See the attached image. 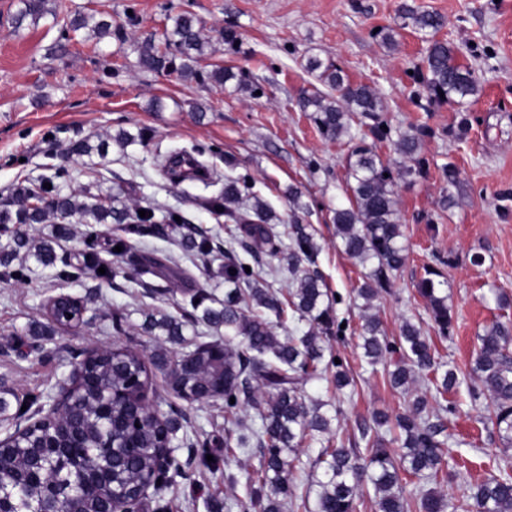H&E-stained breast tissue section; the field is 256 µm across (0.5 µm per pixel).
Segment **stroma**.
<instances>
[{"label": "stroma", "instance_id": "stroma-1", "mask_svg": "<svg viewBox=\"0 0 512 512\" xmlns=\"http://www.w3.org/2000/svg\"><path fill=\"white\" fill-rule=\"evenodd\" d=\"M402 0H50L49 15L37 25L16 26L20 0H0V201L26 179L45 172L49 152L72 142L119 131H146L144 143L110 142L105 156L88 170L84 158L68 163L64 189L84 186L102 173V189L127 190L139 206L157 218L147 234L123 224L98 225L95 249L84 243L85 227L72 224L56 239L58 254L77 253L102 262L112 276L88 278L71 286L89 295V322L75 330L29 335L30 324H44V301L60 283L52 270L33 257L19 256L30 268L27 280L0 279V384L8 389L9 414L17 416L93 347L129 346L144 356L177 349L161 336L143 333L146 314L179 315L190 290H205L213 307L224 304V249L243 254L248 242L239 224L214 213L207 202L228 178L248 180L276 214L275 232L287 235L293 217L311 225L320 247L315 268L329 294H340L338 318L351 328L344 341L327 346L347 364L351 385L336 390L331 379L311 383L308 393L338 403L342 414L337 439L361 447L360 430L379 410L401 412L409 397L392 389L386 364L368 366L358 347L364 314L375 315L388 338L398 337L404 321L416 324L444 367L458 370L461 383L447 394L460 411L447 425L449 454L457 462L438 490L459 499L470 485L491 478L505 448L483 407L471 406L468 387L479 338L493 322L512 323V305L500 307L498 294L512 298V0H415L441 14L439 36L454 47L458 61L473 70L479 91L466 102L428 104L417 81L427 44L403 25ZM104 12L111 34L83 29L65 55L52 56L64 19L75 13ZM193 13L206 30L230 31L234 41L220 42L206 53L201 69H224V83L201 82L175 73L143 69L137 45L171 30L176 16ZM395 34L386 45L383 34ZM317 57L338 66L350 81L380 91L383 116L391 127L387 140L374 139L372 122L360 118L353 140H326L296 100L316 86L306 69ZM247 88H238L239 79ZM425 129L420 154L426 171L397 181V208L403 224L405 264L391 278L388 291L364 304L357 290L369 265L347 255L336 237L335 212L347 206L346 166L354 140L371 142L382 157L395 154L393 138ZM203 149L212 178L172 182L161 171L157 150ZM451 206H443V196ZM180 213L186 229L205 232L215 249L186 252L183 230L166 224ZM120 240L125 250L112 249ZM156 255L165 266L151 276L158 291L124 277L130 262ZM439 270L441 294L447 295L454 328L439 335L431 310L416 291L426 269ZM152 393L160 409L178 417L181 428L174 454L182 474L167 498L171 512H240L257 478L258 449L234 452L219 467L208 466L203 444L224 438L237 423L252 424V408L224 417V401L188 403L168 387L164 371L154 370Z\"/></svg>", "mask_w": 512, "mask_h": 512}]
</instances>
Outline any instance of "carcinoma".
<instances>
[{"label": "carcinoma", "instance_id": "1", "mask_svg": "<svg viewBox=\"0 0 512 512\" xmlns=\"http://www.w3.org/2000/svg\"><path fill=\"white\" fill-rule=\"evenodd\" d=\"M15 23L22 25L26 18L37 20L49 12L47 0H21ZM403 19L428 36L424 69L418 71V81L432 100L458 103L477 94L478 78L474 72L459 64L448 41L435 38L445 26L444 18L420 6H402ZM91 16L82 13L62 28L53 55L66 51L70 33L89 24ZM211 40L202 35L198 20L189 12L180 14L172 32L164 41L153 39L138 46L139 64L150 71H178L184 77L213 79L221 82L224 71L203 74L195 69L197 60ZM306 67L318 74V79L332 90L303 91L297 101L302 112L328 140H339L350 133L354 114L374 121L377 139L390 137L391 128H383L387 120L379 115L384 110L378 92L363 84L350 82L340 69L310 58ZM424 131L415 129L401 134L396 151L411 162L403 166L407 175H419L426 161L419 155ZM106 144L78 141L61 152L63 156L90 158L105 153ZM51 176L37 182L18 184L10 201L0 207L1 224H62L75 222L87 226L85 237L98 238L96 224H127L129 230L142 234L152 217H140L129 208L112 206V193H93L91 189H61L58 182L70 177L64 164H51ZM346 182L350 206L336 210V237L343 251L363 263L371 264L358 296L370 303L390 287L391 274L401 268L406 259L402 244L403 231L396 209L393 161L383 160L367 144L355 146L347 160ZM51 184V188L44 184ZM252 186L244 179L224 183V191L212 203L224 210V215L237 223L247 224L246 231L270 252L279 251L278 236L268 224L275 218L270 207L257 199L252 207L253 217L244 221L232 206L250 195ZM288 299L282 301L267 288L251 286L255 272H246L244 262L234 251H224V279L234 285L224 298V307L205 305L208 295L199 289L190 295V309L181 318L163 314L149 317L146 330H160L167 342L179 344L187 329L195 326L197 311L211 326L224 328V340L198 343L191 351L193 358L182 365L174 359L168 368L172 387L199 388L224 380V413L226 418L237 414L243 405L255 409L261 421L259 428H243L236 437L230 436L213 447L224 445L225 451L236 447L245 450L255 444L262 450L260 475L251 492L250 505L240 504L242 512L259 508V512H282L294 507L296 495L288 485V474L302 463L303 448L320 446L312 467L322 468L316 481L313 512H357L364 488L370 487L377 498L378 512H512V460L496 463L498 475L470 487L469 495L453 501L435 491H419L405 496V486L413 480L437 483L448 476L446 461L448 435L444 414L454 415L457 404L441 403L445 393L458 383L457 375L448 371L435 385L433 400L417 396L395 417L394 427L402 438L400 454L385 446L379 435L373 434L389 424V416L380 412L374 416V427H365L361 439L366 452L333 446L329 437L331 417L323 411L325 403L310 396L309 382L321 380L328 368H336L334 384L341 391L350 382L343 363L335 356L325 360L323 338L341 341L346 330L334 316L332 303L323 288L322 278L310 269L319 248L309 225L294 217L288 231ZM28 245L22 237H12L0 245V266L3 274L18 280L27 277V268L10 265L18 249ZM37 262L45 268L56 269L55 277L64 284H76L87 277H98L99 266L85 261L60 257L51 244L43 241L35 247ZM434 269L417 284L418 294L431 307L438 332L450 336L453 316L447 297L438 295ZM87 300L77 304L61 303L48 315L49 325L61 328L76 322ZM281 319L289 314L307 320L318 329L303 336H278L274 333L266 312ZM360 348L367 364L374 367L387 358L398 357L395 369L389 373L391 385L406 387L415 377L428 379L438 371L431 345L421 336L420 329L407 321L398 338L390 340L380 335L379 321L364 319ZM241 346L232 347L233 341ZM480 345L473 372L480 385L469 390L472 404H487L488 422L496 429L504 444L512 446V326L493 322L479 337ZM86 377L69 413L48 428V434L67 449L62 457H44L46 449L36 443L23 442L21 448L0 447V493L10 497L14 512H40L57 507L63 512H117L126 503L112 499V493H137L144 479L155 468L160 435L175 434L179 427L167 420L162 427L152 417L153 404L147 402L143 391L152 384L143 356L130 348H109L101 354L80 361ZM123 395V406L107 425L96 409L107 404L112 393ZM235 403H230V398Z\"/></svg>", "mask_w": 512, "mask_h": 512}]
</instances>
